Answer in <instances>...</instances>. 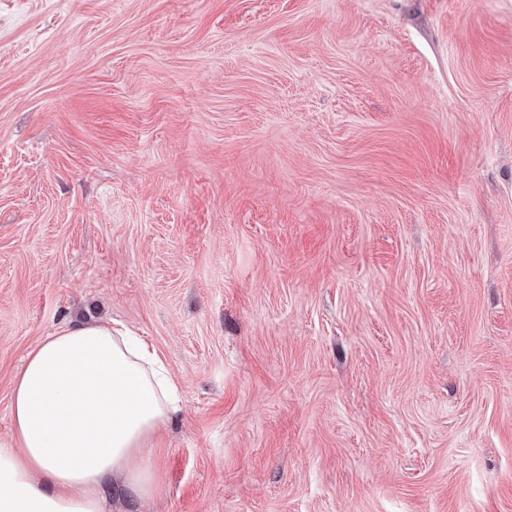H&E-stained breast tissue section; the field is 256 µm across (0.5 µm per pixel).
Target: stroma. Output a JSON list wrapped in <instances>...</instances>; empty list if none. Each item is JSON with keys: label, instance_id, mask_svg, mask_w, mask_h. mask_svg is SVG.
<instances>
[{"label": "stroma", "instance_id": "35a3bbf8", "mask_svg": "<svg viewBox=\"0 0 512 512\" xmlns=\"http://www.w3.org/2000/svg\"><path fill=\"white\" fill-rule=\"evenodd\" d=\"M71 320L180 393L105 512H512V0H0V438Z\"/></svg>", "mask_w": 512, "mask_h": 512}]
</instances>
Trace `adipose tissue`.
Instances as JSON below:
<instances>
[{
    "label": "adipose tissue",
    "mask_w": 512,
    "mask_h": 512,
    "mask_svg": "<svg viewBox=\"0 0 512 512\" xmlns=\"http://www.w3.org/2000/svg\"><path fill=\"white\" fill-rule=\"evenodd\" d=\"M156 351L112 323L71 321L25 357L0 440V512H104L108 492L153 497V438L179 411Z\"/></svg>",
    "instance_id": "1"
}]
</instances>
